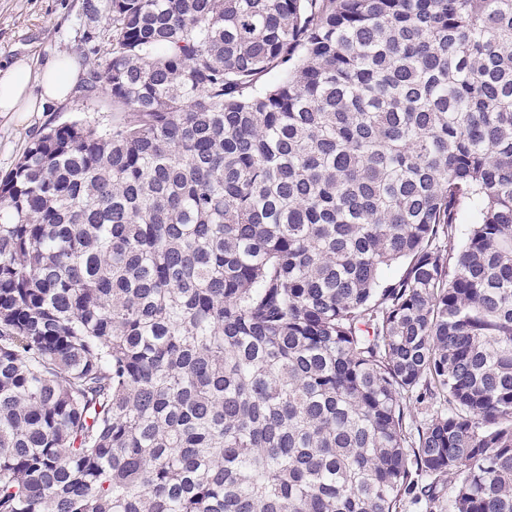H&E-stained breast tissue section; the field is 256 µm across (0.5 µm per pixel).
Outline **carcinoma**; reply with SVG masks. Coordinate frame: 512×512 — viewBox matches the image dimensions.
<instances>
[{"label":"carcinoma","mask_w":512,"mask_h":512,"mask_svg":"<svg viewBox=\"0 0 512 512\" xmlns=\"http://www.w3.org/2000/svg\"><path fill=\"white\" fill-rule=\"evenodd\" d=\"M83 12L116 116L0 181V512H512V0Z\"/></svg>","instance_id":"obj_1"}]
</instances>
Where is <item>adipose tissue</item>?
<instances>
[{"instance_id": "ef3b65f1", "label": "adipose tissue", "mask_w": 512, "mask_h": 512, "mask_svg": "<svg viewBox=\"0 0 512 512\" xmlns=\"http://www.w3.org/2000/svg\"><path fill=\"white\" fill-rule=\"evenodd\" d=\"M82 75L79 58L48 56L31 64L18 58L0 69V112H42L76 93Z\"/></svg>"}]
</instances>
